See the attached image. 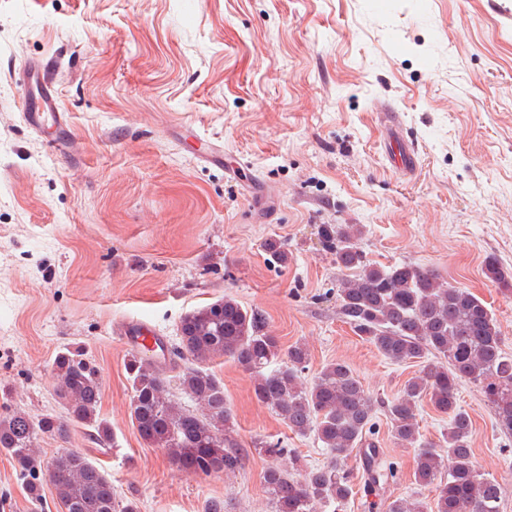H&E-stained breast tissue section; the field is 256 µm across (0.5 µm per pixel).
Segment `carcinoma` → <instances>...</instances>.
Returning a JSON list of instances; mask_svg holds the SVG:
<instances>
[{"instance_id":"cac0c4a2","label":"carcinoma","mask_w":512,"mask_h":512,"mask_svg":"<svg viewBox=\"0 0 512 512\" xmlns=\"http://www.w3.org/2000/svg\"><path fill=\"white\" fill-rule=\"evenodd\" d=\"M356 224H327L321 237L336 266L352 272L336 292L339 314L353 331L395 363L419 362L398 396L381 402L391 436L404 448L419 441L417 404L427 399L448 416L443 437L447 458L422 447L414 471L417 484L435 488L433 502L392 501L387 512H499L500 485L477 470L469 436L472 421L457 404L456 390L466 381L483 393L499 424L512 431V355L505 351L494 314L478 296L449 284L434 270L409 264L389 267L368 262L357 244ZM487 278L512 293V274L490 258ZM173 355L183 362L176 375L180 396L170 392L164 372L133 355L126 369L131 386L130 416L144 443L163 449L180 471L198 476L234 472L242 467L235 418L224 383L209 364L229 357L253 377V393L295 434H314L330 461L299 472L298 458L280 442L257 439L253 447L273 458L288 455L292 469L270 466L263 480L274 512H318L338 504L352 491L342 463L361 455L367 486L378 488L395 477L372 439L374 401L344 363L324 366L306 383L309 363L300 343L283 349L265 331L259 313L226 296L185 314ZM61 416H33L15 409L0 416V454L9 457L29 495L41 496L43 477L66 512H138L135 502L119 504L112 479L83 454L61 448L44 461L37 440L62 442L76 427L90 428L109 440L97 409L100 373L82 351L64 347L52 363ZM448 470V479L442 471Z\"/></svg>"}]
</instances>
